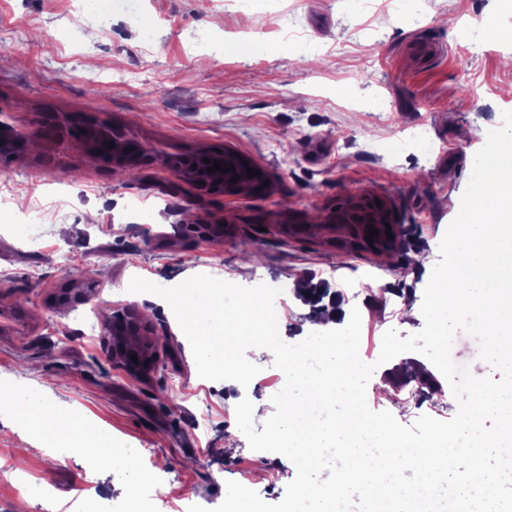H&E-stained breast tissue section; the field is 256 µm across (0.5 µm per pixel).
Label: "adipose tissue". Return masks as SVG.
<instances>
[{"label":"adipose tissue","mask_w":512,"mask_h":512,"mask_svg":"<svg viewBox=\"0 0 512 512\" xmlns=\"http://www.w3.org/2000/svg\"><path fill=\"white\" fill-rule=\"evenodd\" d=\"M13 422L21 439L39 448L73 446L82 437L74 416L40 400L15 406Z\"/></svg>","instance_id":"obj_1"}]
</instances>
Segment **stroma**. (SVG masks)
Returning a JSON list of instances; mask_svg holds the SVG:
<instances>
[{"label":"stroma","instance_id":"stroma-1","mask_svg":"<svg viewBox=\"0 0 512 512\" xmlns=\"http://www.w3.org/2000/svg\"><path fill=\"white\" fill-rule=\"evenodd\" d=\"M70 0H0V122L21 148L0 156V383L49 397L136 468L99 469L65 450L21 447L0 402V512H82L85 502L127 512V489L155 473L141 512L220 505L233 480L265 502L295 478L282 454L252 450L233 404L271 401L286 379L273 354L257 356L248 386L199 377L171 308L116 293L139 277L164 287L206 274L277 297L289 344L311 334L310 282L336 291L345 315L359 309V356L376 370L373 411L411 404L391 385L404 367L432 370L406 352L378 364L382 336L424 326L423 294L489 130L512 112V5L506 0H286L312 44L285 55L279 18L220 15L207 0H143L136 21L109 0H86L82 24ZM503 35L476 50L460 45L477 18ZM94 118L136 143V162L93 155L70 129ZM227 148L261 168L265 197L205 196L162 166L167 156ZM386 200L403 235L394 250L340 253L350 228L333 221L348 189ZM39 211L44 233L21 246L11 228ZM66 255L67 266L57 258ZM364 290L353 294L351 283ZM137 305L155 330L166 369L146 378L116 365L102 332L87 336L76 310ZM337 319V327L347 321ZM264 480H256L257 467ZM42 484L47 494L31 490Z\"/></svg>","mask_w":512,"mask_h":512}]
</instances>
